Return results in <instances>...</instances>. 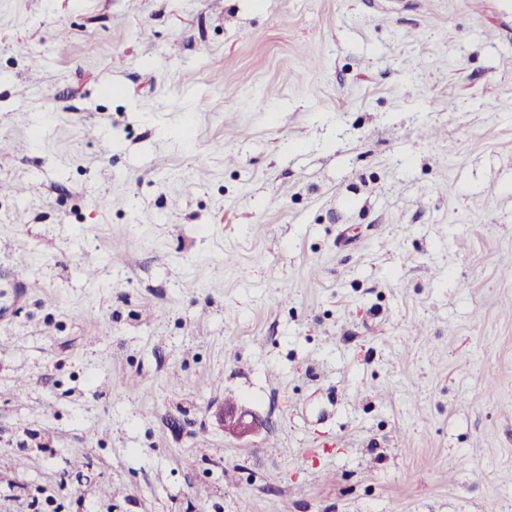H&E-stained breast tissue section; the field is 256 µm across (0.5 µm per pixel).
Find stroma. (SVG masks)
Wrapping results in <instances>:
<instances>
[{"mask_svg":"<svg viewBox=\"0 0 512 512\" xmlns=\"http://www.w3.org/2000/svg\"><path fill=\"white\" fill-rule=\"evenodd\" d=\"M0 512H512V0H0ZM215 418L225 433L239 438L257 433L263 426L262 420L253 412L232 403L219 407Z\"/></svg>","mask_w":512,"mask_h":512,"instance_id":"stroma-1","label":"stroma"}]
</instances>
